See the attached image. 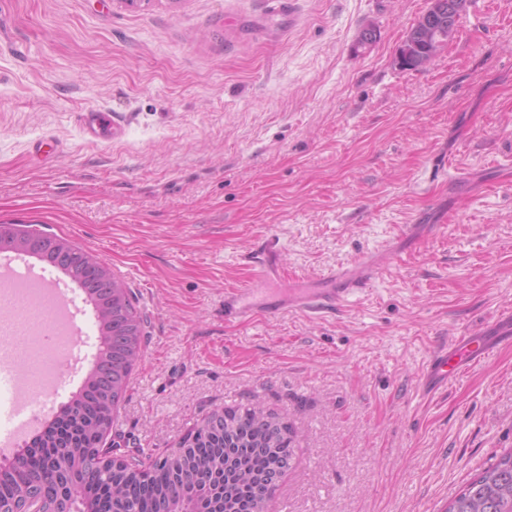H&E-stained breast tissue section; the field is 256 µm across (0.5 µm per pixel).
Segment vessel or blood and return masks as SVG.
I'll return each instance as SVG.
<instances>
[{"label": "vessel or blood", "mask_w": 512, "mask_h": 512, "mask_svg": "<svg viewBox=\"0 0 512 512\" xmlns=\"http://www.w3.org/2000/svg\"><path fill=\"white\" fill-rule=\"evenodd\" d=\"M251 270L245 285L224 293V318L246 322L260 315H274L283 309L315 314L336 310L353 296L366 292L379 277L381 267L365 258L352 267L332 270L308 282L288 275L281 263V249L272 237L258 240L241 256ZM19 275L11 269L0 271V383L15 393L11 432L0 436V443L16 449L26 443L35 420L28 399L29 377L18 363L21 350L20 320L8 298ZM512 342V312L501 315L495 331L465 330L450 345L436 350L422 373L424 388L435 390L456 378L494 350L500 337Z\"/></svg>", "instance_id": "b4317fda"}]
</instances>
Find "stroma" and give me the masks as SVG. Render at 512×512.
<instances>
[{"mask_svg": "<svg viewBox=\"0 0 512 512\" xmlns=\"http://www.w3.org/2000/svg\"><path fill=\"white\" fill-rule=\"evenodd\" d=\"M429 5L0 0V224L131 289L146 352L114 414L122 451L158 457L257 404L293 436L275 512H445L512 450V345L420 384L438 345L512 309V0H468L439 56L400 70ZM89 109L121 137L89 141ZM411 229L336 312L224 319L260 238L312 280Z\"/></svg>", "mask_w": 512, "mask_h": 512, "instance_id": "35a3bbf8", "label": "stroma"}]
</instances>
